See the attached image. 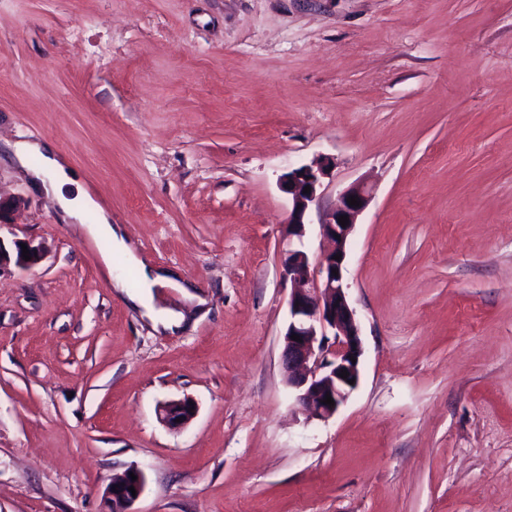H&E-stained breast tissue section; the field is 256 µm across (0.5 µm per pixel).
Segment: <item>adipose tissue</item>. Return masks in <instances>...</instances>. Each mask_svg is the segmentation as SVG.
I'll return each mask as SVG.
<instances>
[{
	"label": "adipose tissue",
	"instance_id": "adipose-tissue-1",
	"mask_svg": "<svg viewBox=\"0 0 512 512\" xmlns=\"http://www.w3.org/2000/svg\"><path fill=\"white\" fill-rule=\"evenodd\" d=\"M9 149L21 163L33 154L40 157V168L28 170L27 175L35 188L56 199L65 216L79 220L87 209L93 207L94 202L86 193L78 191L76 195H69V188L76 187L78 183L77 175L57 159L50 143L18 141L10 144Z\"/></svg>",
	"mask_w": 512,
	"mask_h": 512
}]
</instances>
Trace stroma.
<instances>
[{
  "mask_svg": "<svg viewBox=\"0 0 512 512\" xmlns=\"http://www.w3.org/2000/svg\"><path fill=\"white\" fill-rule=\"evenodd\" d=\"M51 142L147 264L206 298L159 332L10 152ZM371 198L347 243L360 380L285 385L289 169ZM0 512H512V0H0ZM111 252L112 268L100 258ZM191 397L184 429L158 415ZM21 244L27 245L29 256H31L29 261H25L22 256ZM44 254L45 247L42 243H35L33 240H28L27 242H17L15 243V254L13 255L14 264L21 268L32 269L42 261ZM130 472L137 476L136 481H132ZM114 485H117L116 491H112ZM144 485L145 476L138 468H131L114 475L105 492V512H134L131 508L141 496ZM131 486H134L136 490V497H133L131 491L128 490V487Z\"/></svg>",
  "mask_w": 512,
  "mask_h": 512,
  "instance_id": "obj_1",
  "label": "stroma"
}]
</instances>
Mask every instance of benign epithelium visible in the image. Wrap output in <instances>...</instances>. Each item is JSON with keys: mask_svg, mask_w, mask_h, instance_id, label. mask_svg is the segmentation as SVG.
Segmentation results:
<instances>
[{"mask_svg": "<svg viewBox=\"0 0 512 512\" xmlns=\"http://www.w3.org/2000/svg\"><path fill=\"white\" fill-rule=\"evenodd\" d=\"M332 167L330 158L320 156L280 176V188L291 204L288 241H300L305 236L309 211L317 204L323 180ZM306 186L310 187L308 193L304 192ZM352 196L358 198L361 206L349 205L347 199ZM369 197V189L362 183L341 194L336 206L320 222L322 236L333 243V248L320 257L316 266H311L306 251L291 245L283 259L282 278L292 285L288 298L290 318L283 334L285 382L296 406L308 417L321 421L333 417L359 383L363 355L361 328L344 288V271L348 239ZM343 215L349 221L345 226L339 223ZM23 244L31 256L28 261L22 256ZM23 244L15 243L12 255L0 240V269L11 262L32 269L42 261L43 244L32 240ZM335 255L340 259H333ZM294 334L300 340L291 339ZM343 371L349 376L341 377ZM328 395L334 401L332 406L323 403ZM196 413L197 405L189 398L169 400L159 409L160 420L173 429L186 427ZM133 474L137 476L135 481L131 479ZM144 485L145 476L138 468L114 475L105 492V512H132ZM131 486L136 493L129 491Z\"/></svg>", "mask_w": 512, "mask_h": 512, "instance_id": "7a95c632", "label": "benign epithelium"}]
</instances>
